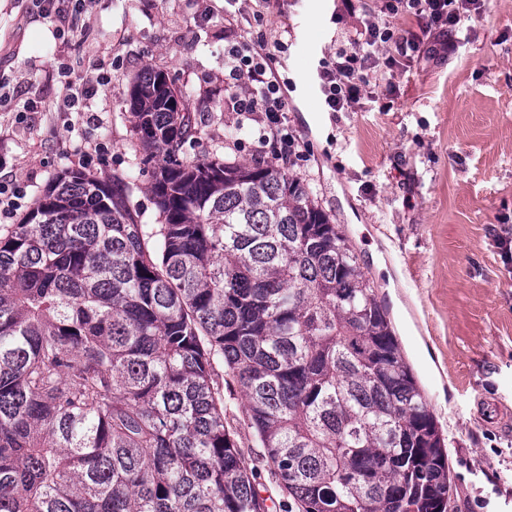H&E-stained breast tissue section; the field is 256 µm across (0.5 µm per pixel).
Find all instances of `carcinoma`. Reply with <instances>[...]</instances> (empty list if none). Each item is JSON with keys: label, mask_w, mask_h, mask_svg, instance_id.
<instances>
[{"label": "carcinoma", "mask_w": 512, "mask_h": 512, "mask_svg": "<svg viewBox=\"0 0 512 512\" xmlns=\"http://www.w3.org/2000/svg\"><path fill=\"white\" fill-rule=\"evenodd\" d=\"M131 174L66 169L0 233V512H266L217 367L287 512H446L448 451L387 307L307 184L190 161L164 72L130 87ZM152 168L150 165L140 164L135 169L134 190L130 197V205L140 213L142 224H155L158 218V211L154 204L153 195L150 190L152 181Z\"/></svg>", "instance_id": "obj_1"}]
</instances>
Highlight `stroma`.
<instances>
[{
	"instance_id": "1",
	"label": "stroma",
	"mask_w": 512,
	"mask_h": 512,
	"mask_svg": "<svg viewBox=\"0 0 512 512\" xmlns=\"http://www.w3.org/2000/svg\"><path fill=\"white\" fill-rule=\"evenodd\" d=\"M373 21L422 35L415 16L382 0H273L241 34L257 40L287 28L276 67L290 82L288 131L298 142L289 169L350 239L389 307L401 352L448 439V512H512V263L499 238L512 230V0H484L462 20L454 54L416 53L383 69L353 112L328 111L319 62L347 30ZM224 0H99L85 35L59 36L25 0H0V71L18 102L43 111H0V181L17 183L24 217L64 169L101 179L134 171L130 205L158 218L151 168L136 165L126 99L147 67L187 93L196 134L188 158L213 156L238 119L224 89ZM74 78L93 64L112 82L82 112L55 109L57 53ZM227 422L257 462L256 487L275 506L286 495L261 460L237 384L224 388Z\"/></svg>"
}]
</instances>
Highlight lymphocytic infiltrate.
<instances>
[{"label": "lymphocytic infiltrate", "instance_id": "lymphocytic-infiltrate-1", "mask_svg": "<svg viewBox=\"0 0 512 512\" xmlns=\"http://www.w3.org/2000/svg\"><path fill=\"white\" fill-rule=\"evenodd\" d=\"M98 0H33L40 17L69 16L68 33L81 35L86 22L96 10ZM224 20L233 36L224 48V66L228 70L227 86L232 91V109L242 121L259 127L258 141L271 146L279 159L295 154L294 139L288 134V97L284 92L287 79L281 78L271 53L263 43L237 36L242 20H261L263 14L252 0H226ZM386 10L398 14L409 12L424 22L426 32L439 38L445 50L457 46L461 20L481 9L480 0H387ZM398 39L401 50L418 51L415 38L395 37L393 31L370 22L363 28L348 31L333 57L323 61L318 71L321 92L328 111H354L362 91L377 80L380 66H393L394 58H380L382 45Z\"/></svg>", "mask_w": 512, "mask_h": 512}]
</instances>
